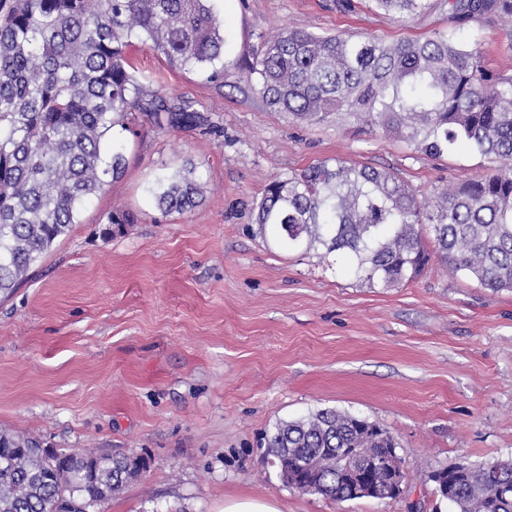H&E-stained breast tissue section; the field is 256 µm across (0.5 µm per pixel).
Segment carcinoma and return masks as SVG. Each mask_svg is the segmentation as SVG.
<instances>
[{"mask_svg":"<svg viewBox=\"0 0 512 512\" xmlns=\"http://www.w3.org/2000/svg\"><path fill=\"white\" fill-rule=\"evenodd\" d=\"M213 2L0 0V296L25 283L88 200L124 173L117 129L129 116L160 129L206 125L191 101L146 90L128 48L135 38L173 68L220 78L224 20ZM371 2L402 18L431 8L428 0ZM449 10L458 23L512 19V0H451ZM246 78L273 112L308 122L363 114L428 158L465 145L495 163L426 202L389 171L321 161L267 184L260 231L271 228L288 250L347 258L371 287L413 280L435 254L454 273L512 289V76L487 68L477 48L452 30L384 42L285 28L253 52ZM153 195L163 212L183 213L203 188L190 167L158 179ZM266 448L282 480L306 494L402 492L388 471L364 481L360 468H343L349 448L399 458L394 436L365 418L320 409L279 422ZM143 470L137 458L46 453L38 440L0 430V512H54L60 499L96 510ZM437 491L455 512H512V456L470 465Z\"/></svg>","mask_w":512,"mask_h":512,"instance_id":"carcinoma-1","label":"carcinoma"}]
</instances>
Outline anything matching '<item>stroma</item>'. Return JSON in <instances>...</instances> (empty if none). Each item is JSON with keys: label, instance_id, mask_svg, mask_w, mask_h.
<instances>
[{"label": "stroma", "instance_id": "obj_1", "mask_svg": "<svg viewBox=\"0 0 512 512\" xmlns=\"http://www.w3.org/2000/svg\"><path fill=\"white\" fill-rule=\"evenodd\" d=\"M214 7L227 37L223 78L170 68L141 44L131 51L147 90L193 101L209 125L132 118L124 174L0 299V428L67 452L143 458L140 479L105 512H224L237 497L280 512H450L432 470L512 456V290L437 260L402 287L372 288L343 258L281 248L253 209L270 179L325 160L393 171L425 199L491 163L464 148L426 157L350 114L307 123L270 111L245 63L284 28L386 42L452 28L510 75L512 23L455 25L446 0L404 19L370 0ZM190 166L203 201L163 214L150 187ZM115 209L134 221L107 239ZM328 407L394 435L399 497L334 500L282 483L266 434Z\"/></svg>", "mask_w": 512, "mask_h": 512}]
</instances>
